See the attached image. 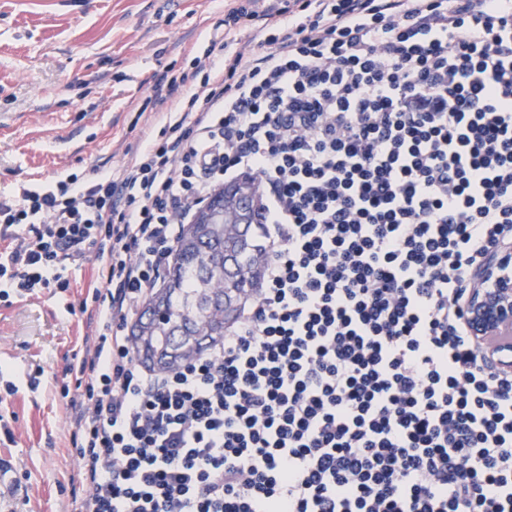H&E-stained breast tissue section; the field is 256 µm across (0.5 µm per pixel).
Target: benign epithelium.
<instances>
[{
  "mask_svg": "<svg viewBox=\"0 0 512 512\" xmlns=\"http://www.w3.org/2000/svg\"><path fill=\"white\" fill-rule=\"evenodd\" d=\"M467 326L484 359L512 373V249L494 254L466 302Z\"/></svg>",
  "mask_w": 512,
  "mask_h": 512,
  "instance_id": "7a95c632",
  "label": "benign epithelium"
}]
</instances>
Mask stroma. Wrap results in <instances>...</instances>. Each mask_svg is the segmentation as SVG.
<instances>
[{
    "mask_svg": "<svg viewBox=\"0 0 512 512\" xmlns=\"http://www.w3.org/2000/svg\"><path fill=\"white\" fill-rule=\"evenodd\" d=\"M230 0H0V195L71 173L95 178L135 150L130 123L147 111L153 74L189 71L222 34ZM224 34V33H223ZM97 267L87 261L62 294L0 300V371L42 370L37 391L0 399V512H70L77 475L71 410L60 385L92 333L80 310Z\"/></svg>",
    "mask_w": 512,
    "mask_h": 512,
    "instance_id": "35a3bbf8",
    "label": "stroma"
}]
</instances>
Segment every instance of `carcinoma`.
I'll use <instances>...</instances> for the list:
<instances>
[{"instance_id":"1","label":"carcinoma","mask_w":512,"mask_h":512,"mask_svg":"<svg viewBox=\"0 0 512 512\" xmlns=\"http://www.w3.org/2000/svg\"><path fill=\"white\" fill-rule=\"evenodd\" d=\"M260 210L251 223L238 224L224 212V194L216 191L197 224H185L173 252L168 275L140 311L134 326H148L142 342L132 335L134 352L152 372H172L176 366L158 367L156 350L178 351L196 346L200 356L224 340L239 321L236 309L229 323L221 317L224 291L232 287L244 302L256 299L264 276L266 249L260 227Z\"/></svg>"}]
</instances>
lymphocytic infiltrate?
Returning a JSON list of instances; mask_svg holds the SVG:
<instances>
[{
	"mask_svg": "<svg viewBox=\"0 0 512 512\" xmlns=\"http://www.w3.org/2000/svg\"><path fill=\"white\" fill-rule=\"evenodd\" d=\"M233 0L115 172L0 197V298L68 291L78 512H512V375L466 327L512 242V0ZM257 177L267 262L207 354L157 374L129 325L215 188Z\"/></svg>",
	"mask_w": 512,
	"mask_h": 512,
	"instance_id": "obj_1",
	"label": "lymphocytic infiltrate"
}]
</instances>
